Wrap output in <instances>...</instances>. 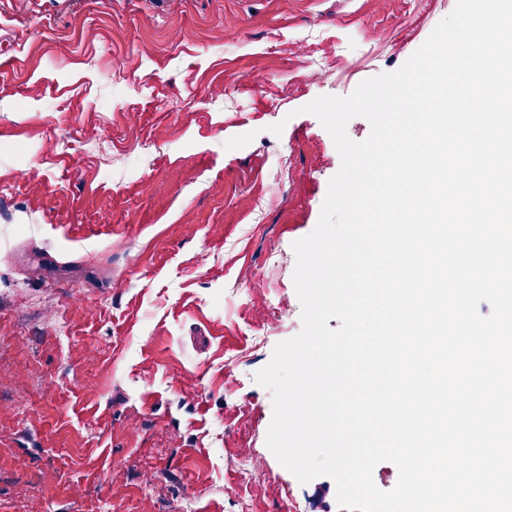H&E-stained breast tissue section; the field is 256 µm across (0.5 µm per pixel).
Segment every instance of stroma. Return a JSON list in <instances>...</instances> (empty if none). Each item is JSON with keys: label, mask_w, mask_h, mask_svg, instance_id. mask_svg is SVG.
<instances>
[{"label": "stroma", "mask_w": 512, "mask_h": 512, "mask_svg": "<svg viewBox=\"0 0 512 512\" xmlns=\"http://www.w3.org/2000/svg\"><path fill=\"white\" fill-rule=\"evenodd\" d=\"M455 5L0 0V512H344L254 380L340 168L303 107Z\"/></svg>", "instance_id": "obj_1"}]
</instances>
